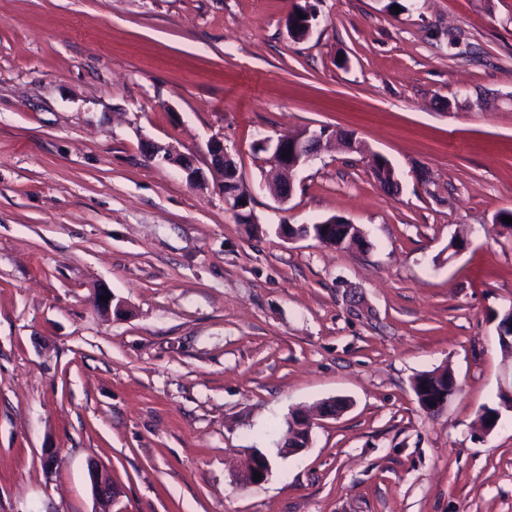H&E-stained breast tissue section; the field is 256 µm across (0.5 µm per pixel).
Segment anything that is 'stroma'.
I'll return each instance as SVG.
<instances>
[{
    "label": "stroma",
    "instance_id": "1",
    "mask_svg": "<svg viewBox=\"0 0 512 512\" xmlns=\"http://www.w3.org/2000/svg\"><path fill=\"white\" fill-rule=\"evenodd\" d=\"M320 127L362 151L278 204L256 140ZM214 138L254 223L142 152L202 168ZM504 210L512 0H0V512H95L94 464L123 512H512V413L477 432L512 378ZM333 216L364 245L280 231ZM444 367L431 415L413 381ZM331 397L278 454L271 426ZM253 448L272 473L239 484ZM166 147L158 145L151 141L143 144V154L148 162L156 163H174L178 165L187 175V179L191 183L199 182L201 179L206 180L204 172L196 166L193 158L184 155H174L172 151H166ZM200 169L199 172L195 171Z\"/></svg>",
    "mask_w": 512,
    "mask_h": 512
}]
</instances>
